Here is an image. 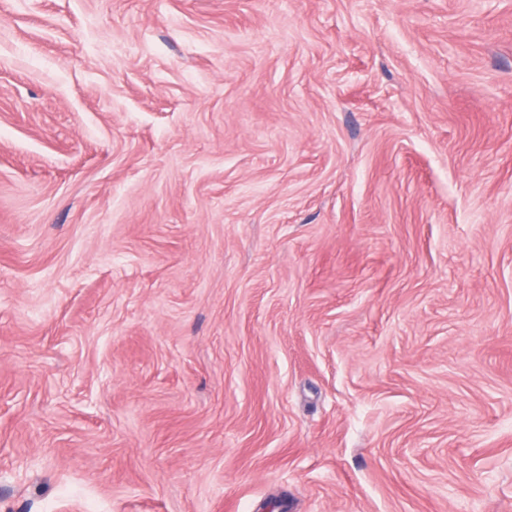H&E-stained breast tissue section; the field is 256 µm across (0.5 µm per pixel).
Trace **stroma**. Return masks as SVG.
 Wrapping results in <instances>:
<instances>
[{"label": "stroma", "mask_w": 512, "mask_h": 512, "mask_svg": "<svg viewBox=\"0 0 512 512\" xmlns=\"http://www.w3.org/2000/svg\"><path fill=\"white\" fill-rule=\"evenodd\" d=\"M512 512V0H0V512Z\"/></svg>", "instance_id": "1"}]
</instances>
